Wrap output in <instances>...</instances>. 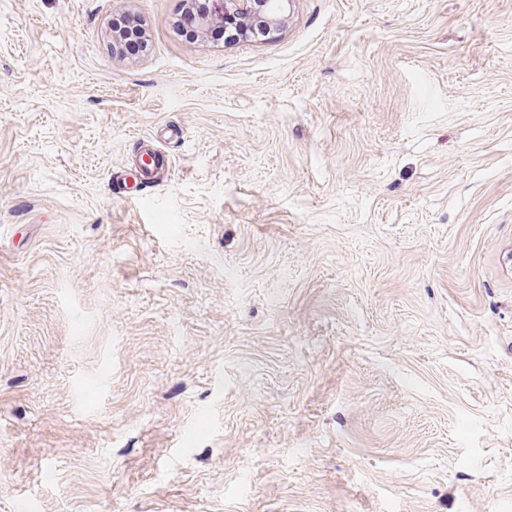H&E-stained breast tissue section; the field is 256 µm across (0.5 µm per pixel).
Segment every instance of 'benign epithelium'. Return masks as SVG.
<instances>
[{
	"label": "benign epithelium",
	"instance_id": "obj_1",
	"mask_svg": "<svg viewBox=\"0 0 512 512\" xmlns=\"http://www.w3.org/2000/svg\"><path fill=\"white\" fill-rule=\"evenodd\" d=\"M293 0H213L212 11L197 19L196 34L209 30L228 17L239 20V38H268L288 23Z\"/></svg>",
	"mask_w": 512,
	"mask_h": 512
}]
</instances>
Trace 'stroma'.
I'll use <instances>...</instances> for the list:
<instances>
[{
    "mask_svg": "<svg viewBox=\"0 0 512 512\" xmlns=\"http://www.w3.org/2000/svg\"><path fill=\"white\" fill-rule=\"evenodd\" d=\"M182 7L0 0V512H512V0ZM212 11L197 19V38L228 17L239 20V39L269 38L288 23L293 0H212ZM162 144H145L140 146L141 161L138 164L137 176L140 184H144L145 187L153 185L156 179L157 172L161 165L170 169L172 162L168 155H166ZM147 157L149 162L144 159ZM160 162L159 167L156 166L155 162Z\"/></svg>",
    "mask_w": 512,
    "mask_h": 512,
    "instance_id": "stroma-1",
    "label": "stroma"
}]
</instances>
